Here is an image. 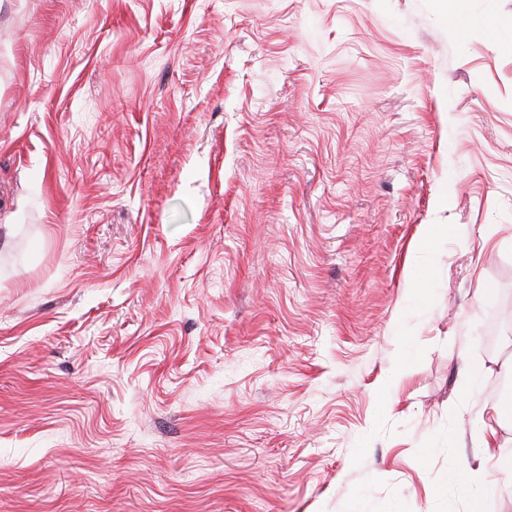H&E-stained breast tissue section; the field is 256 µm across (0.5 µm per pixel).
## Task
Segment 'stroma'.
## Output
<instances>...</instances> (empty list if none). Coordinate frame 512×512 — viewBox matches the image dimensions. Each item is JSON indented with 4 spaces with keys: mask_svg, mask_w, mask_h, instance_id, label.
<instances>
[{
    "mask_svg": "<svg viewBox=\"0 0 512 512\" xmlns=\"http://www.w3.org/2000/svg\"><path fill=\"white\" fill-rule=\"evenodd\" d=\"M509 34L0 0V512H512Z\"/></svg>",
    "mask_w": 512,
    "mask_h": 512,
    "instance_id": "stroma-1",
    "label": "stroma"
}]
</instances>
